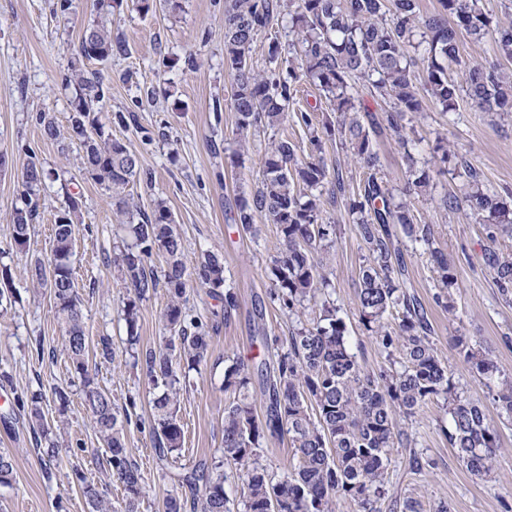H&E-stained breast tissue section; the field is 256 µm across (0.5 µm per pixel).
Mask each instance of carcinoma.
<instances>
[{
  "mask_svg": "<svg viewBox=\"0 0 512 512\" xmlns=\"http://www.w3.org/2000/svg\"><path fill=\"white\" fill-rule=\"evenodd\" d=\"M439 4L440 9L424 16L418 0H225L224 62L235 73L233 111L239 147L245 148L249 132L280 125L297 85L310 81L326 103L321 130L311 132L310 143L318 150L321 138L338 140L365 169V179L363 186L349 192L342 174L330 173L317 154L299 158L298 146L288 139L275 138L265 149L262 180L251 196L236 198L234 221L250 235L256 232L258 214L279 226L270 299L295 326L285 350L276 354L264 418L255 412L251 386L255 373L263 372L267 363L236 359L224 369V392L229 394L224 406L227 468L213 469L201 462L174 475V482L187 486L192 498L168 497L165 512H270L273 506L276 512H335L340 497L353 501L358 512H381V503L390 497L385 477L389 451L412 443L411 435L397 427L396 416L413 417L433 398L443 400L450 422L448 444L456 449L460 465L479 478L493 470L500 450L497 428L483 405L460 395L451 366L438 354L424 306L410 291L398 235L429 255L440 288L435 300L449 310L453 268L447 255L434 247L431 225L415 223L407 204L379 175L380 158L373 142V136L388 130L409 150L412 140L402 121L426 111L428 101L442 112L457 111L462 98L478 112H512V82L502 76L500 62L468 67L461 82L451 77L453 67L461 63L463 35L491 38L500 57L511 62L512 23L496 19L486 0ZM285 15L288 40L269 45L270 67L258 72L251 62L255 43ZM125 52L124 42L112 38L107 22L85 27L67 78L74 96L66 136H61L51 113H40L39 121L48 138L60 140L61 153L78 146L84 174L118 198L120 211L129 215L119 263L122 281L132 294L122 308L126 343L134 360H144L149 382L158 390L152 400L151 437L158 459L164 461L181 454L184 445L178 420L183 379L208 360L209 329L189 317L186 289L194 282L215 295L224 289L227 312L236 307L237 297L225 287L223 255L208 251L188 269L169 209L159 202L145 213L123 196L141 174L139 159L125 143L112 138L95 112L104 97L103 78L86 64ZM418 70L424 76L422 94L413 82ZM360 83L389 100L387 126L370 115L359 96ZM363 112L367 117L361 116ZM407 158L403 194H417L441 170L418 167L412 155ZM452 175L474 189L462 200L444 197V208L466 205L491 242L503 234L512 237V204L479 188V173L464 157ZM49 177L34 163L24 170L22 187L28 203L12 215L8 250L28 253L39 216V192ZM325 194L332 199L348 196L349 214L369 251L360 269L357 309L360 322L385 355V365L377 373L365 370L351 352L348 324L332 299V282L318 258L335 242L337 231L324 215ZM80 205V198L69 197L68 209L53 224L52 256L31 263L32 279L53 295L65 328V349L81 378L84 408L110 452L109 465L123 487L125 512H135L144 478L126 447L124 422L130 420L136 401L131 397L119 407L85 370L89 342L72 267ZM155 251L164 255L167 265L163 279L169 302L163 322L168 336L159 347L139 355V302L158 284L150 265ZM485 262L497 288L505 296L511 294L512 256L490 250ZM312 305L318 313L309 318ZM456 348L471 370L486 379L499 414L511 419L512 379L496 376L491 351L470 345L461 336ZM28 423L44 440L43 454L54 458L58 445L49 438L36 395L30 398ZM269 438L288 439L299 465L279 476L270 473L258 453ZM76 479L93 512H112V501L97 484L79 473Z\"/></svg>",
  "mask_w": 512,
  "mask_h": 512,
  "instance_id": "carcinoma-1",
  "label": "carcinoma"
}]
</instances>
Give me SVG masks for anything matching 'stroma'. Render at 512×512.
<instances>
[{
	"label": "stroma",
	"instance_id": "35a3bbf8",
	"mask_svg": "<svg viewBox=\"0 0 512 512\" xmlns=\"http://www.w3.org/2000/svg\"><path fill=\"white\" fill-rule=\"evenodd\" d=\"M57 0H0V246L10 238V219L25 198L21 174L29 163L53 174L43 192L39 218L31 233L30 252L50 257L52 226L70 197H80L78 231L73 247L75 285L83 303L90 346L86 366L94 382L125 405L136 408L125 425V439L144 475L137 512H164V500L181 466L224 462V404L222 385L226 360L274 356L291 323L274 306L269 268L280 248L279 232L265 216H257L258 233H238L230 220L237 195L253 191L262 177L261 158L269 136L295 142L307 155L311 129L320 128L325 103L318 89L302 83L289 117L274 133L255 134L248 153L234 157L235 114L232 108L234 74L224 62V0H179L170 9L159 0L142 13L136 0H116L112 12H102L98 0H69L66 13L55 10ZM105 18L113 36L128 51L105 62H90L104 77V98L97 110L110 118L122 112L134 115L128 125H112L113 138L123 141L140 158L142 178L127 189L143 210L163 202L171 211L183 238L187 265L213 251L224 257V277L234 289L238 306L225 312L208 289L188 291L189 314L210 325L208 362L189 374L180 397L178 416L184 426L181 455L159 461L149 430L153 390L145 365L134 364L126 351V323L121 309L127 298L116 262L122 247L120 214L109 191L83 177L75 161L65 160L56 141L47 138L38 121L50 112L59 127H67L73 90L64 77L72 52L87 23ZM196 66H188L187 56ZM308 111L310 125L297 122V111ZM417 161H439L446 145L466 150L478 170L483 189L512 195V112L488 115L460 101L457 111L424 113L411 123ZM466 182L439 176L427 192L408 196L417 223L433 227L435 243L457 276L453 310L434 299L439 288L432 278L428 254L403 242L401 248L410 280L421 297L434 327L439 354L455 369L458 387L466 399L481 402L498 430L500 453L490 476L478 478L462 467L445 434L449 419L440 400L426 403L404 425L410 447L390 451L386 480L389 502L382 512H393L392 500L417 498L424 512L447 502L451 512H512V424L503 421L483 378L471 373L459 355L455 340L463 336L488 348L499 374L512 376V296L501 295L485 264L487 249L512 253V238L489 242L482 225L467 208L445 209L440 200L464 197ZM325 217L339 228L332 248L323 252V264L332 281L333 297L347 316L349 344L360 364L378 370L385 359L359 320L356 305L359 272L368 250L348 216L345 197L326 204ZM11 268L15 295L0 306V452L14 459L10 484L0 485V512H90L77 474L98 484L123 512V489L118 480H105L109 452L97 437L80 396V382L64 350L62 327L49 289L34 284L25 257L0 259ZM168 297L157 288L140 304V347L159 346L165 334L162 314ZM111 337L115 355L103 359L96 343ZM70 391L67 411H60L54 387ZM40 395L46 422L57 429L58 455L47 460L38 449L21 400ZM426 460L413 471V457Z\"/></svg>",
	"mask_w": 512,
	"mask_h": 512
}]
</instances>
